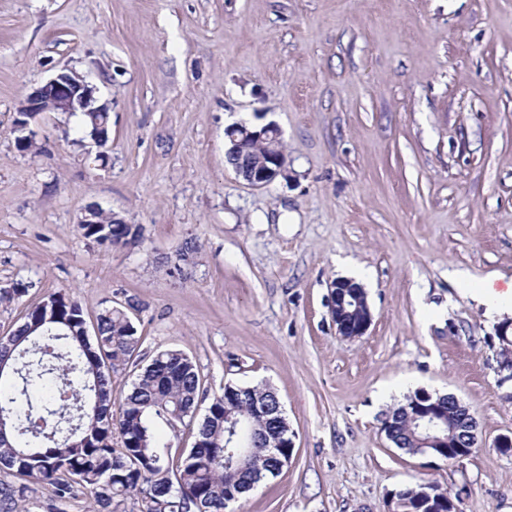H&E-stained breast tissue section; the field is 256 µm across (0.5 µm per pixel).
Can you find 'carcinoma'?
<instances>
[{
	"mask_svg": "<svg viewBox=\"0 0 512 512\" xmlns=\"http://www.w3.org/2000/svg\"><path fill=\"white\" fill-rule=\"evenodd\" d=\"M94 136L109 126L107 112L80 115ZM87 239L113 245L136 239L135 224H114L98 211L91 223L78 225ZM82 307L57 292L28 308L22 323L0 336V359L17 363L19 372L0 376V413L16 421L0 442V512H28L22 503L37 488L48 491L47 512H65L78 494L92 499L90 512H117L131 494L141 495L143 512H224L225 501L253 484L279 474L280 461L262 450L236 480L224 477L225 458L247 447L253 432L270 427L252 410L254 400L270 398L267 388L248 387L232 411L235 437L224 432V396H213L209 413L197 423L194 444L177 463L166 460L154 444L150 415L167 421L184 414L194 423L198 399L207 395L197 365L180 350L158 353L141 367L138 330L121 308L100 311L94 336ZM138 369L112 421V374ZM425 395L416 391L390 412L394 437L408 455L420 452L404 407ZM399 512H448V491L435 484L408 485L394 492Z\"/></svg>",
	"mask_w": 512,
	"mask_h": 512,
	"instance_id": "1",
	"label": "carcinoma"
}]
</instances>
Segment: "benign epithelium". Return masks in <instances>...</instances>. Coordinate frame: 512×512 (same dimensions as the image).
<instances>
[{"label":"benign epithelium","mask_w":512,"mask_h":512,"mask_svg":"<svg viewBox=\"0 0 512 512\" xmlns=\"http://www.w3.org/2000/svg\"><path fill=\"white\" fill-rule=\"evenodd\" d=\"M108 108L98 103L95 88L78 73L62 72L35 88L19 105L17 114L40 116L46 112H62L69 115L82 112H106ZM226 159L238 176L249 185L262 188L277 178L288 177L287 161L281 147L280 130L269 122L256 127L237 122L226 127ZM331 315L338 333L348 339L364 336L373 321V315L364 289L348 278H338L332 285ZM449 402L465 412L463 424L453 427L443 415V403ZM411 421L419 434L423 456H430L432 448H446V460L459 459L458 451L472 450L477 442V421L455 395L447 393L433 398L426 394L415 401L410 410ZM276 445L285 449L280 467L287 466L292 458L293 434L285 417Z\"/></svg>","instance_id":"obj_1"}]
</instances>
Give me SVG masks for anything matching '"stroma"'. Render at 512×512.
I'll return each mask as SVG.
<instances>
[{
	"label": "stroma",
	"instance_id": "obj_1",
	"mask_svg": "<svg viewBox=\"0 0 512 512\" xmlns=\"http://www.w3.org/2000/svg\"><path fill=\"white\" fill-rule=\"evenodd\" d=\"M64 69L110 106L107 160L55 112L16 146L20 102ZM261 115L288 176L256 188L224 129ZM90 205L140 238H84ZM358 270L373 322L352 340L331 284ZM19 282L0 336L64 292L89 319L123 308L141 363L176 349L209 394L277 393L293 458L227 512H388L421 481L512 512V386L473 298L512 289V0H0V288ZM418 390L470 408V456L386 439Z\"/></svg>",
	"mask_w": 512,
	"mask_h": 512
}]
</instances>
